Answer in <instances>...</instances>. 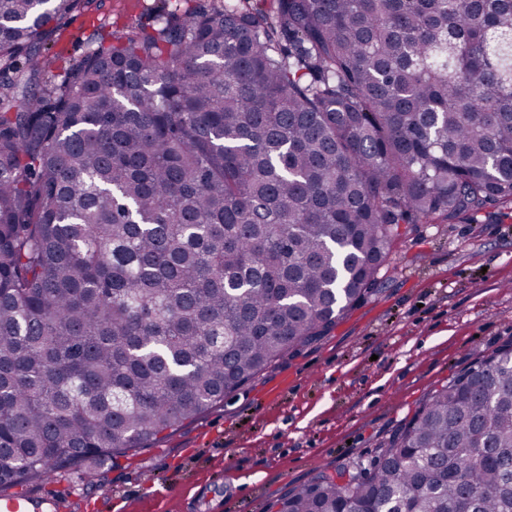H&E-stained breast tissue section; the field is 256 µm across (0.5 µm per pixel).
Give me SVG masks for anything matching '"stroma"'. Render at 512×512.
<instances>
[{
    "mask_svg": "<svg viewBox=\"0 0 512 512\" xmlns=\"http://www.w3.org/2000/svg\"><path fill=\"white\" fill-rule=\"evenodd\" d=\"M158 0H91L51 47L62 80L95 31L155 23ZM512 343V202L478 222L404 224L379 285L321 340L146 447L0 494L54 512H267L322 468L368 464L433 388Z\"/></svg>",
    "mask_w": 512,
    "mask_h": 512,
    "instance_id": "35a3bbf8",
    "label": "stroma"
}]
</instances>
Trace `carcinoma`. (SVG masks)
Instances as JSON below:
<instances>
[{
    "label": "carcinoma",
    "instance_id": "cac0c4a2",
    "mask_svg": "<svg viewBox=\"0 0 512 512\" xmlns=\"http://www.w3.org/2000/svg\"><path fill=\"white\" fill-rule=\"evenodd\" d=\"M211 0L43 52L0 0V485L123 455L331 331L399 226L512 201V0ZM277 512H512V344Z\"/></svg>",
    "mask_w": 512,
    "mask_h": 512
}]
</instances>
